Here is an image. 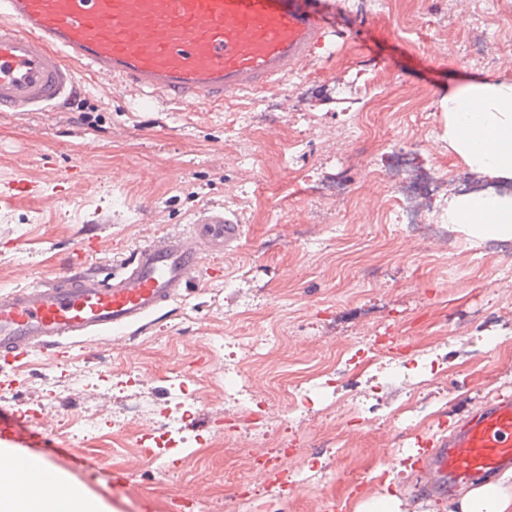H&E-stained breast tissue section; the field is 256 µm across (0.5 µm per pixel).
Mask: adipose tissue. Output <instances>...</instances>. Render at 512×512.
<instances>
[{"label": "adipose tissue", "instance_id": "adipose-tissue-1", "mask_svg": "<svg viewBox=\"0 0 512 512\" xmlns=\"http://www.w3.org/2000/svg\"><path fill=\"white\" fill-rule=\"evenodd\" d=\"M448 139L467 164L492 179H512V82L475 81L449 92ZM448 221L477 239L512 238V196L460 197ZM0 512H108L86 488L0 448ZM453 512H512V471L456 499Z\"/></svg>", "mask_w": 512, "mask_h": 512}]
</instances>
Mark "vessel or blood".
<instances>
[{"instance_id": "obj_1", "label": "vessel or blood", "mask_w": 512, "mask_h": 512, "mask_svg": "<svg viewBox=\"0 0 512 512\" xmlns=\"http://www.w3.org/2000/svg\"><path fill=\"white\" fill-rule=\"evenodd\" d=\"M342 0H0V112H39L78 91L73 64L186 105L268 89L309 68L336 40ZM41 193L0 184V201ZM240 224L203 209L194 232L138 245L111 274L89 269L0 293V364L38 348L102 339L142 323L195 287L202 256L232 246ZM436 488L512 467V397L471 410L424 458Z\"/></svg>"}]
</instances>
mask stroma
<instances>
[{
    "mask_svg": "<svg viewBox=\"0 0 512 512\" xmlns=\"http://www.w3.org/2000/svg\"><path fill=\"white\" fill-rule=\"evenodd\" d=\"M339 26L372 19L368 60L321 55L267 91L278 109L239 128L251 96L221 105L133 106L137 91L76 67L84 92L44 112H0V183L39 182L42 193L0 205V291L67 271L77 258L100 273L145 240L186 232L206 205L242 225L223 252H205L198 287L145 326L74 347L69 359L35 351L0 370V419L24 414L65 448L93 459L56 469L110 512H356L396 491L404 512H448V496H422L414 448H431L466 412L512 393V251L479 258L480 242L452 224L423 238L393 223L391 151L415 150L438 173L470 174L448 142L441 106L467 77L512 81V0H345ZM365 127L351 138L344 113ZM347 173L351 193L321 196ZM270 338L262 355L252 340ZM367 349L344 374L330 365L356 342ZM392 357L444 362L428 385H378L385 423L356 419L383 343ZM242 373L261 398L240 405L225 377ZM182 375L191 412L184 441L157 470L135 443L158 434L169 380ZM135 385H127V378ZM312 403L293 412L286 390ZM71 417L96 423L74 438ZM271 440L253 436L255 424ZM126 479L112 482L111 474Z\"/></svg>",
    "mask_w": 512,
    "mask_h": 512,
    "instance_id": "1",
    "label": "stroma"
}]
</instances>
